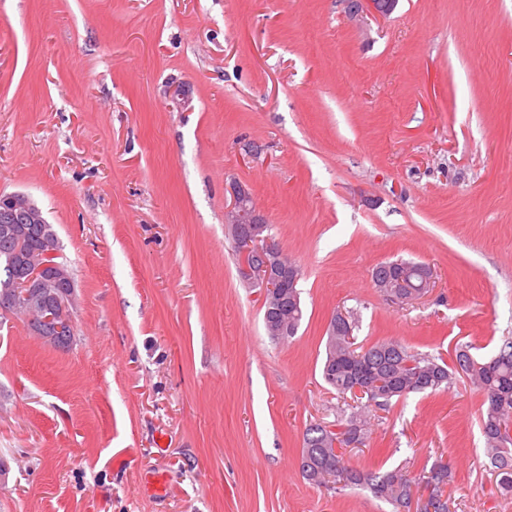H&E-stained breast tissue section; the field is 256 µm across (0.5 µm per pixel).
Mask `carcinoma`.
Instances as JSON below:
<instances>
[{"mask_svg": "<svg viewBox=\"0 0 512 512\" xmlns=\"http://www.w3.org/2000/svg\"><path fill=\"white\" fill-rule=\"evenodd\" d=\"M21 231L10 244L0 245V262L13 261L16 253L39 254L48 262H56L58 238L40 231L36 224H19ZM417 263L398 259L379 263L372 271V281L379 279H405L420 283L416 274ZM466 375L484 396L485 410L481 414V433L484 455L492 471L499 477L498 485L505 492H512V337L505 338L497 354L489 361L476 358L471 345L456 346L453 365L430 354L413 350L393 340L356 345L355 336L328 335L321 376L330 389L340 398L349 395L355 377L367 375L382 383L381 392L366 397L370 406L385 410L394 400L410 393L435 391L450 387L456 373ZM334 426L349 427L359 438L367 433V414L364 408H351L350 413L336 420ZM334 433L306 429L301 451L302 473L308 480L318 482L317 474L328 470L335 460ZM341 468L336 470L338 489L366 486L373 495L392 504L397 512L410 508L414 489L422 486L429 497H443V487L448 484V468H430L416 477L400 469L383 473L367 472L346 464L340 458Z\"/></svg>", "mask_w": 512, "mask_h": 512, "instance_id": "cac0c4a2", "label": "carcinoma"}]
</instances>
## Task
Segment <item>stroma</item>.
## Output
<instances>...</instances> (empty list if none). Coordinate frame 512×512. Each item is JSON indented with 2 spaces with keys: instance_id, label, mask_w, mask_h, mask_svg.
<instances>
[{
  "instance_id": "35a3bbf8",
  "label": "stroma",
  "mask_w": 512,
  "mask_h": 512,
  "mask_svg": "<svg viewBox=\"0 0 512 512\" xmlns=\"http://www.w3.org/2000/svg\"><path fill=\"white\" fill-rule=\"evenodd\" d=\"M179 100H172L173 90ZM251 188L302 270L266 333L224 210ZM23 193L75 284L65 350L0 323V512H394L303 477L345 407L329 322L452 360L512 336V0H0V194ZM430 265L405 306L376 265ZM465 376L371 415L346 460L447 466L450 512H512ZM350 12L355 15L361 13L387 15L391 12L395 1L390 0H347Z\"/></svg>"
}]
</instances>
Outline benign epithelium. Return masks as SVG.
Segmentation results:
<instances>
[{"label":"benign epithelium","mask_w":512,"mask_h":512,"mask_svg":"<svg viewBox=\"0 0 512 512\" xmlns=\"http://www.w3.org/2000/svg\"><path fill=\"white\" fill-rule=\"evenodd\" d=\"M350 12L355 15L369 13L387 15L392 0H347ZM44 224L42 210L21 193L0 195V234L4 241L16 236L15 225ZM226 231L232 236V244L241 256L240 280L259 290L261 305L267 306L264 314L273 326L275 335H293L294 326L273 317L276 303L282 300L287 284H294L300 277L299 266L284 258L279 246L266 235L267 220L257 208L251 190L243 185L234 187L233 198L224 211ZM11 295L0 304V315L12 314L17 305L41 294L47 288H57L56 307L44 309L29 317L30 332L43 336H72L74 327L67 315L74 295V284L68 272L59 264L41 262L29 256L25 258L24 272L10 278ZM380 291L390 301L403 305L416 299L417 294L406 282H381Z\"/></svg>","instance_id":"obj_1"}]
</instances>
